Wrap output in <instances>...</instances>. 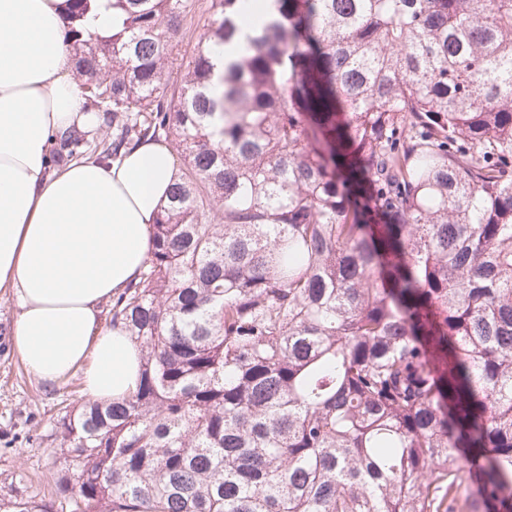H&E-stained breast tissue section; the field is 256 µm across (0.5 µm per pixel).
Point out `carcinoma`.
Here are the masks:
<instances>
[{
  "label": "carcinoma",
  "mask_w": 512,
  "mask_h": 512,
  "mask_svg": "<svg viewBox=\"0 0 512 512\" xmlns=\"http://www.w3.org/2000/svg\"><path fill=\"white\" fill-rule=\"evenodd\" d=\"M212 0L239 43L168 95L194 0H112L74 70L102 138L178 181L112 326L137 389L54 420L70 512H512V0ZM16 486L0 512H57ZM110 0H96L95 8L86 20V27L101 36L118 31L122 25V15L109 6Z\"/></svg>",
  "instance_id": "carcinoma-1"
}]
</instances>
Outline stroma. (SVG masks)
I'll use <instances>...</instances> for the list:
<instances>
[{"label":"stroma","instance_id":"stroma-1","mask_svg":"<svg viewBox=\"0 0 512 512\" xmlns=\"http://www.w3.org/2000/svg\"><path fill=\"white\" fill-rule=\"evenodd\" d=\"M210 4L195 0L173 42L171 90H178L188 63L209 40L214 21ZM16 315L14 299L0 294V487L18 483L25 495L44 499L53 491L49 476L60 465L61 442L51 431L50 419L79 406L85 396L80 374L49 389L26 371L9 342Z\"/></svg>","mask_w":512,"mask_h":512}]
</instances>
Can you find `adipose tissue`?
Wrapping results in <instances>:
<instances>
[{"instance_id":"1","label":"adipose tissue","mask_w":512,"mask_h":512,"mask_svg":"<svg viewBox=\"0 0 512 512\" xmlns=\"http://www.w3.org/2000/svg\"><path fill=\"white\" fill-rule=\"evenodd\" d=\"M65 0H0V293L15 299L12 351L52 388L81 372L85 397L133 392L140 353L100 305L135 280L178 171L143 142L118 163H49L52 134L96 132L69 60Z\"/></svg>"}]
</instances>
